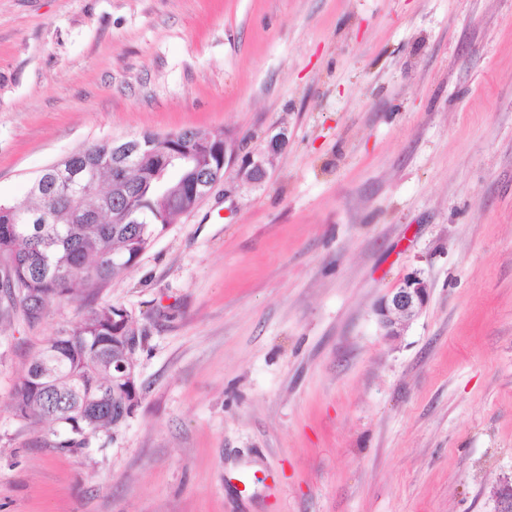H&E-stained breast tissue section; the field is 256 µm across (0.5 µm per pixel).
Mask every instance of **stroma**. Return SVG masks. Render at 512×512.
Masks as SVG:
<instances>
[{
  "mask_svg": "<svg viewBox=\"0 0 512 512\" xmlns=\"http://www.w3.org/2000/svg\"><path fill=\"white\" fill-rule=\"evenodd\" d=\"M224 135L238 167L123 275L0 318V512H497L512 477V0H0V202L71 153ZM401 335L375 308L410 273ZM142 398L73 452L16 379L90 306ZM430 294L428 284L417 274L407 275L398 288H393L377 306L382 328L388 336H399L401 330L426 307Z\"/></svg>",
  "mask_w": 512,
  "mask_h": 512,
  "instance_id": "obj_1",
  "label": "stroma"
}]
</instances>
